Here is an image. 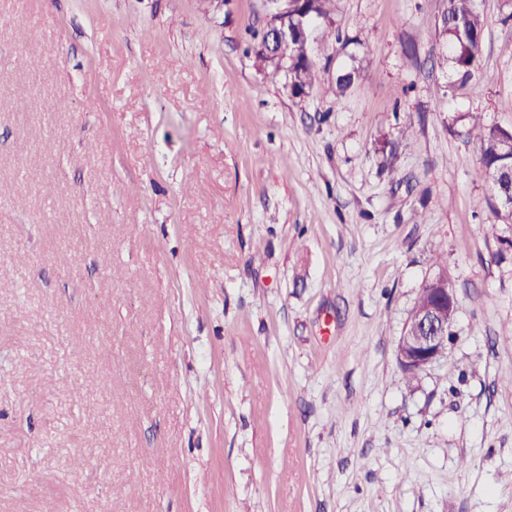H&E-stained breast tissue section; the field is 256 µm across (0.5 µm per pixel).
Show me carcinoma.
Here are the masks:
<instances>
[{"label": "carcinoma", "mask_w": 512, "mask_h": 512, "mask_svg": "<svg viewBox=\"0 0 512 512\" xmlns=\"http://www.w3.org/2000/svg\"><path fill=\"white\" fill-rule=\"evenodd\" d=\"M441 35L447 46L444 62L450 64L458 79L467 81L480 70V57L483 43V20L477 9V0H447L441 16ZM298 85L301 89H311L317 82V69L311 62H303L295 68ZM469 121L459 135L473 141L478 160L482 167L496 170L512 167V129L488 124L482 114H468Z\"/></svg>", "instance_id": "cac0c4a2"}]
</instances>
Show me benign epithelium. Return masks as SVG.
Wrapping results in <instances>:
<instances>
[{
	"instance_id": "obj_1",
	"label": "benign epithelium",
	"mask_w": 512,
	"mask_h": 512,
	"mask_svg": "<svg viewBox=\"0 0 512 512\" xmlns=\"http://www.w3.org/2000/svg\"><path fill=\"white\" fill-rule=\"evenodd\" d=\"M265 2V51L269 61L285 72V86L294 92L296 51L300 48L309 53L310 19L314 11L309 9L307 0ZM417 303L396 345L400 366L413 373L424 371L443 354L456 321L455 288L448 283V272L438 270L427 278L419 289Z\"/></svg>"
}]
</instances>
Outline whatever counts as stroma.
Returning <instances> with one entry per match:
<instances>
[{
	"label": "stroma",
	"mask_w": 512,
	"mask_h": 512,
	"mask_svg": "<svg viewBox=\"0 0 512 512\" xmlns=\"http://www.w3.org/2000/svg\"><path fill=\"white\" fill-rule=\"evenodd\" d=\"M444 8L336 0L295 97L264 0H0V512H512V216L459 134L512 128V0L462 85ZM448 278V271L437 270L419 289L418 307L396 345L398 362L407 371H424L446 348L457 315L455 288Z\"/></svg>",
	"instance_id": "35a3bbf8"
}]
</instances>
